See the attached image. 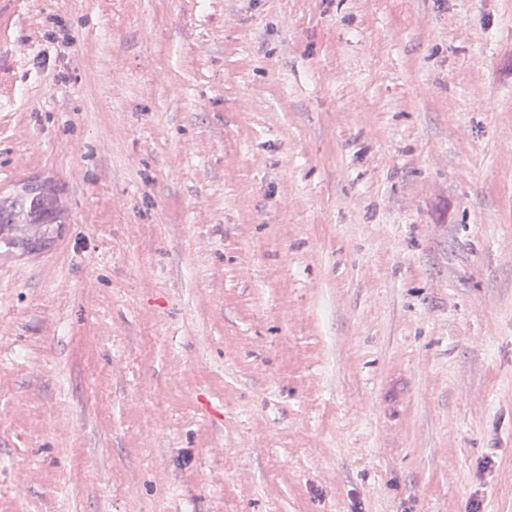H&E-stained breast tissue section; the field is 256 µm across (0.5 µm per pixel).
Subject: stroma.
I'll return each instance as SVG.
<instances>
[{"label": "stroma", "mask_w": 512, "mask_h": 512, "mask_svg": "<svg viewBox=\"0 0 512 512\" xmlns=\"http://www.w3.org/2000/svg\"><path fill=\"white\" fill-rule=\"evenodd\" d=\"M0 512H512V0H0Z\"/></svg>", "instance_id": "1"}]
</instances>
